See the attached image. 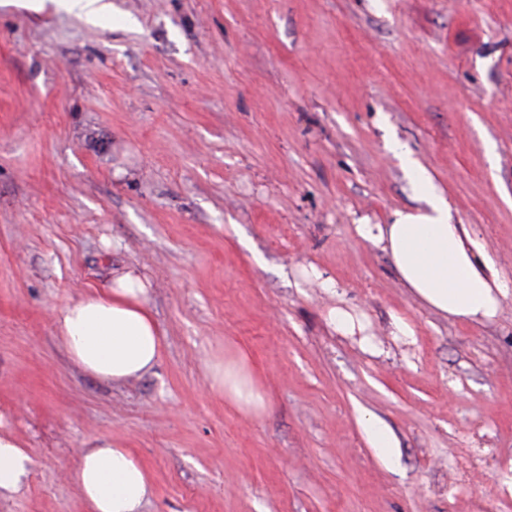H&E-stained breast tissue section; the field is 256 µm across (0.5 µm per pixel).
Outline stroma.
Returning <instances> with one entry per match:
<instances>
[{
  "label": "stroma",
  "mask_w": 512,
  "mask_h": 512,
  "mask_svg": "<svg viewBox=\"0 0 512 512\" xmlns=\"http://www.w3.org/2000/svg\"><path fill=\"white\" fill-rule=\"evenodd\" d=\"M111 2L0 5V431L33 459L0 512H85L94 437L149 470L144 512H512V0ZM399 145L508 286L493 321L428 308L358 234L419 206ZM117 267L164 335L121 386L53 322ZM238 351L255 414L210 387ZM59 9L75 12L89 22L107 19L112 13V5L103 0H52ZM360 424L371 447L375 448L385 461L393 463L395 460L394 448L397 446L389 430L366 412L360 414Z\"/></svg>",
  "instance_id": "35a3bbf8"
}]
</instances>
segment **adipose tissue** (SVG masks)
Here are the masks:
<instances>
[{
	"mask_svg": "<svg viewBox=\"0 0 512 512\" xmlns=\"http://www.w3.org/2000/svg\"><path fill=\"white\" fill-rule=\"evenodd\" d=\"M424 206L397 211L388 224L361 222L357 230L391 258L406 288L436 312L461 321L496 318L508 293L491 259L480 251L447 198L422 169L413 171ZM148 279L133 269L113 272L112 285L86 292L54 314L58 338L85 373L115 385L154 369L161 332L149 306ZM211 388L239 410L264 408L245 354L211 366ZM32 459L11 435L0 434V497L17 494ZM70 477L88 512H141L154 493L147 468L131 449L96 438L82 449Z\"/></svg>",
	"mask_w": 512,
	"mask_h": 512,
	"instance_id": "adipose-tissue-1",
	"label": "adipose tissue"
}]
</instances>
